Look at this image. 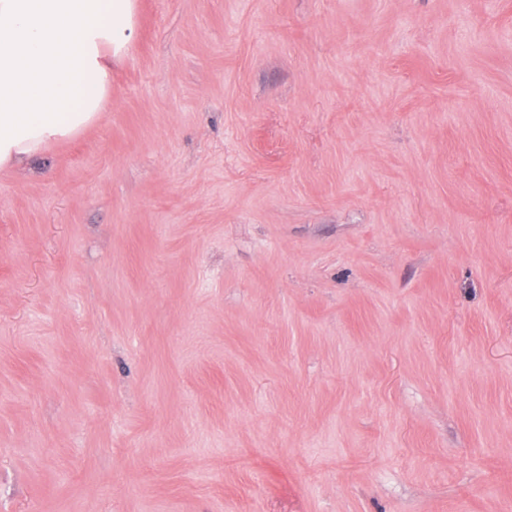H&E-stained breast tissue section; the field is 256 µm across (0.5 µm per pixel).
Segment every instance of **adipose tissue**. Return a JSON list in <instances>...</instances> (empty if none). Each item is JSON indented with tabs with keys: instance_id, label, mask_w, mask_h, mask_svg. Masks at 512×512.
<instances>
[{
	"instance_id": "ef3b65f1",
	"label": "adipose tissue",
	"mask_w": 512,
	"mask_h": 512,
	"mask_svg": "<svg viewBox=\"0 0 512 512\" xmlns=\"http://www.w3.org/2000/svg\"><path fill=\"white\" fill-rule=\"evenodd\" d=\"M137 0H0V171L30 169L94 125Z\"/></svg>"
}]
</instances>
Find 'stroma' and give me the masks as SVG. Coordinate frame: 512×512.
Wrapping results in <instances>:
<instances>
[{"label":"stroma","mask_w":512,"mask_h":512,"mask_svg":"<svg viewBox=\"0 0 512 512\" xmlns=\"http://www.w3.org/2000/svg\"><path fill=\"white\" fill-rule=\"evenodd\" d=\"M0 512H512V0H138L0 172Z\"/></svg>","instance_id":"obj_1"}]
</instances>
